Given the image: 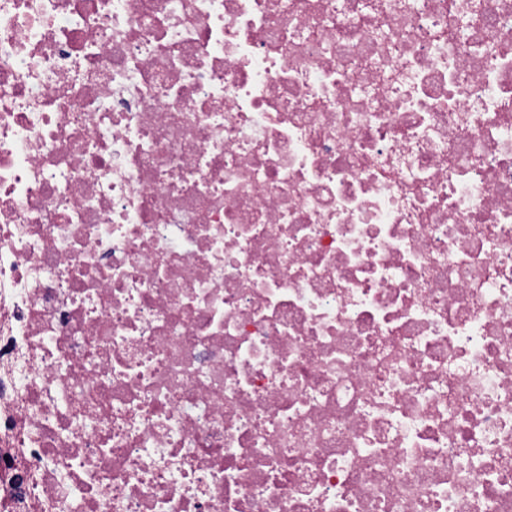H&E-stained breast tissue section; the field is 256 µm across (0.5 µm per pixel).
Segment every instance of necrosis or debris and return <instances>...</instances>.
<instances>
[{
  "label": "necrosis or debris",
  "instance_id": "obj_1",
  "mask_svg": "<svg viewBox=\"0 0 512 512\" xmlns=\"http://www.w3.org/2000/svg\"><path fill=\"white\" fill-rule=\"evenodd\" d=\"M0 512H512V0H0Z\"/></svg>",
  "mask_w": 512,
  "mask_h": 512
}]
</instances>
